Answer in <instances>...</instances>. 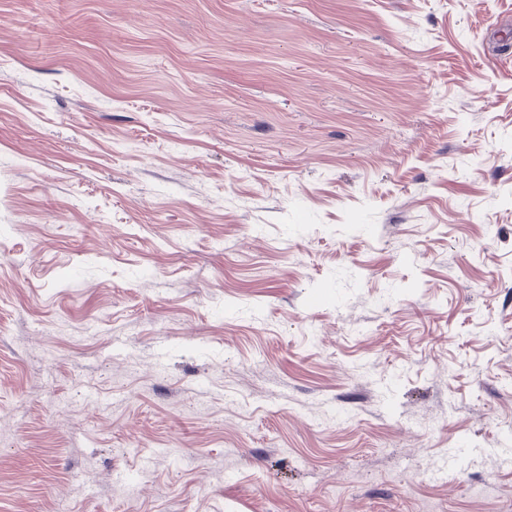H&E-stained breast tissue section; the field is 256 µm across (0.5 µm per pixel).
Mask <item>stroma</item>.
I'll return each instance as SVG.
<instances>
[{"instance_id": "1", "label": "stroma", "mask_w": 512, "mask_h": 512, "mask_svg": "<svg viewBox=\"0 0 512 512\" xmlns=\"http://www.w3.org/2000/svg\"><path fill=\"white\" fill-rule=\"evenodd\" d=\"M432 504L512 512V0H0V512Z\"/></svg>"}]
</instances>
